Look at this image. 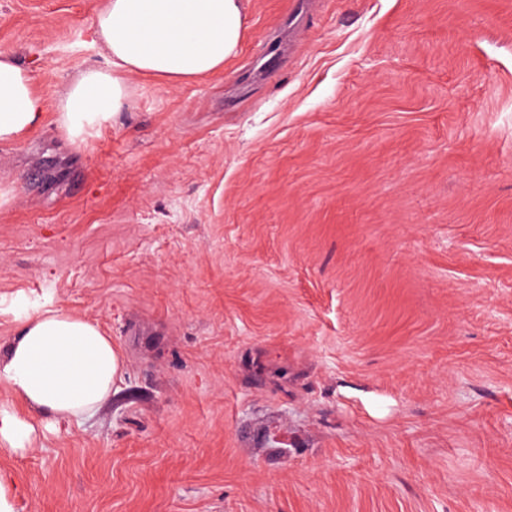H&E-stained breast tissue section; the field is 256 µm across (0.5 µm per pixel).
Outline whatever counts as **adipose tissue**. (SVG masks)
Masks as SVG:
<instances>
[{
  "label": "adipose tissue",
  "instance_id": "adipose-tissue-1",
  "mask_svg": "<svg viewBox=\"0 0 512 512\" xmlns=\"http://www.w3.org/2000/svg\"><path fill=\"white\" fill-rule=\"evenodd\" d=\"M246 23L245 0H105L90 30L109 66L84 70L58 93L54 114L32 70L0 51V142L21 140L50 116L70 142L83 141L130 107L131 76L179 82L220 71L238 54ZM122 374L119 348L96 323L60 307L26 315L0 360V386L14 398L0 404V444L24 448L34 413L66 428L92 418Z\"/></svg>",
  "mask_w": 512,
  "mask_h": 512
}]
</instances>
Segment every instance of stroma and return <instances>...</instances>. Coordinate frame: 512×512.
<instances>
[{
	"mask_svg": "<svg viewBox=\"0 0 512 512\" xmlns=\"http://www.w3.org/2000/svg\"><path fill=\"white\" fill-rule=\"evenodd\" d=\"M100 0H0L55 92ZM247 0L239 54L85 141L0 143V350L54 304L125 356L0 447L15 512H512V0Z\"/></svg>",
	"mask_w": 512,
	"mask_h": 512,
	"instance_id": "obj_1",
	"label": "stroma"
}]
</instances>
